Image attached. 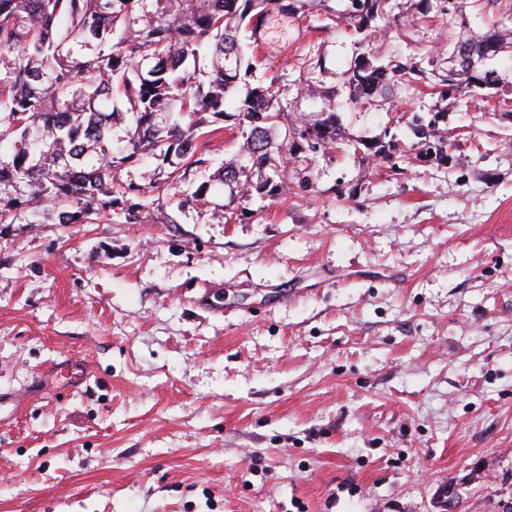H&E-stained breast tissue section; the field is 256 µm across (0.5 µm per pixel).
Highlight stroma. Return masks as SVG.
<instances>
[{
  "mask_svg": "<svg viewBox=\"0 0 512 512\" xmlns=\"http://www.w3.org/2000/svg\"><path fill=\"white\" fill-rule=\"evenodd\" d=\"M267 28L271 73L323 57L345 138L413 142L430 98L349 102L356 36ZM408 29L373 54L445 66L458 25ZM230 126L192 177L208 210L0 224V512H439L449 485L460 512L512 502V120L452 107L454 164L391 180L325 153L311 200L264 202L218 179Z\"/></svg>",
  "mask_w": 512,
  "mask_h": 512,
  "instance_id": "1",
  "label": "stroma"
}]
</instances>
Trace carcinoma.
I'll return each mask as SVG.
<instances>
[{
  "label": "carcinoma",
  "mask_w": 512,
  "mask_h": 512,
  "mask_svg": "<svg viewBox=\"0 0 512 512\" xmlns=\"http://www.w3.org/2000/svg\"><path fill=\"white\" fill-rule=\"evenodd\" d=\"M425 12L456 19L460 31L449 56L463 46L467 64L425 70L409 57L381 62L370 43L392 32L404 0H0V143L19 145L0 156V224L17 212L27 224H92L120 212L126 222L143 218L151 197L174 198L193 172L208 166L210 138L202 121L182 124L202 112L235 116L233 140L247 164L224 163L221 182L237 197L273 200L306 186L300 154L315 156L353 142L344 139L336 113L322 110L304 120L288 99L289 87L326 102L335 91L322 86L325 69L312 58L298 76L268 77L259 46L247 33L269 14L317 13L324 28L341 24L358 36L362 56L344 73L351 102L363 103L402 86L436 98L429 128L411 145L415 155L434 150L449 164L448 134L439 128L441 104L469 106L477 91L497 83L479 65L512 48V28L481 34L470 29L466 0H415ZM132 115L127 148L115 156L105 145L118 117ZM393 144L379 142L362 156H379L396 175ZM151 156L161 181L148 174L143 186L114 180L122 166Z\"/></svg>",
  "instance_id": "cac0c4a2"
}]
</instances>
